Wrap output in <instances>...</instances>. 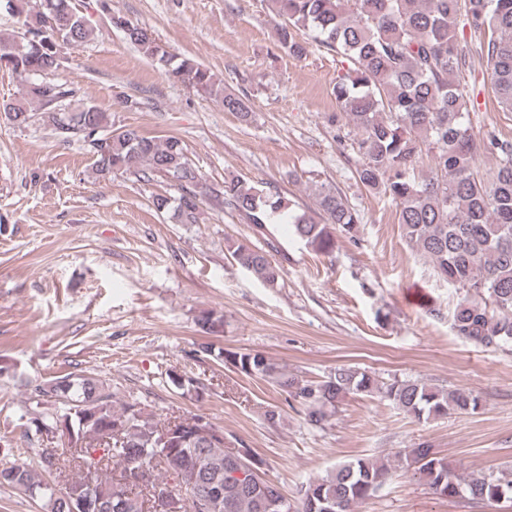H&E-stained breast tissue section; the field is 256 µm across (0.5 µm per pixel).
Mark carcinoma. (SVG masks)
<instances>
[{
	"mask_svg": "<svg viewBox=\"0 0 512 512\" xmlns=\"http://www.w3.org/2000/svg\"><path fill=\"white\" fill-rule=\"evenodd\" d=\"M281 23L276 28L278 47L302 59L307 43L296 39L303 28L316 33L320 46L340 55L348 67L334 86L340 112L337 138L345 127L355 130L350 148L355 174L369 191L388 198L409 246L432 265L436 274L464 295L452 315L454 334L482 348L512 344V141L474 129L468 119V91L462 75L475 65L472 49L458 38L459 27L479 39L480 57L486 59L491 91L502 110L512 112V0H271ZM18 18L23 36H0V69L38 76L29 86L28 101L6 102L0 112L21 126L29 122L28 105L44 111L63 140L83 138L96 155L95 173L105 178L114 170L130 171L149 181L155 176L178 182L177 197L157 195L153 205L179 224L196 222L200 199L196 188L202 176L188 161L183 142L142 136L135 129H114L109 114L95 105L69 111L64 101L71 90L46 81L60 65V44L84 43L93 30L73 0H39L38 11L26 9L27 0H6ZM127 40L155 61L168 80L204 94L222 98L224 110L247 121L246 101L224 91L211 71L193 58L164 49L145 27L127 21ZM483 154L497 158L491 174L480 171ZM429 158L425 176L415 173L418 159ZM214 199L243 216L255 232L267 235V225L289 209L277 191L258 187L249 179L232 176ZM319 219L306 213L289 217L298 238L315 253L331 254L336 234L355 238L361 214L334 186L322 184L316 194ZM247 241H233L227 250L233 261L265 286L279 284L281 267L270 251ZM196 322L208 334L224 330V314L203 310ZM198 357H217L241 375L278 389L289 406H296L310 427L330 424L339 404L351 394L377 396L418 421L450 413L474 414L480 395L465 389L447 391L418 380L383 382L366 370L340 367L321 380H303L288 373L260 351L215 350L202 343ZM36 404L53 401L63 413H40L28 419L26 438L39 437L70 418L86 455L77 457L82 472L68 481L63 492L44 476L62 473L61 458L44 454L0 470V482L46 502L50 512H72L73 496L89 498L100 512H151L144 508L143 491L126 476L142 466L151 469L152 487H162V476L185 472L189 478L220 486L223 492L202 508L195 495L185 492L182 512H356L390 476L391 467L371 458H356L336 466L321 479L308 482L298 501H289L280 487L262 485L237 475L240 459L259 469L264 460L243 441L242 453L230 456L224 439L190 446L187 438L204 419L195 415L181 425L170 445L156 446L164 423L138 403L112 401L104 383L86 375L68 374L31 386ZM406 467L434 494L464 497L480 503L512 501V480L478 473L459 475L430 445L405 450ZM122 475L111 476L112 465Z\"/></svg>",
	"mask_w": 512,
	"mask_h": 512,
	"instance_id": "carcinoma-1",
	"label": "carcinoma"
}]
</instances>
